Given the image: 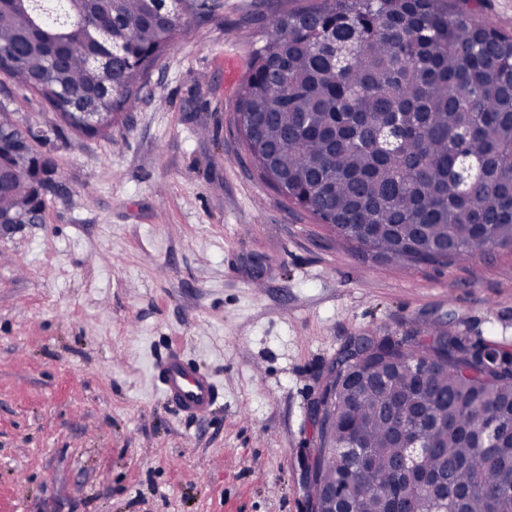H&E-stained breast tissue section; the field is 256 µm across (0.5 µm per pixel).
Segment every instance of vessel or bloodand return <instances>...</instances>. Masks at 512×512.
Returning a JSON list of instances; mask_svg holds the SVG:
<instances>
[{"label": "vessel or blood", "mask_w": 512, "mask_h": 512, "mask_svg": "<svg viewBox=\"0 0 512 512\" xmlns=\"http://www.w3.org/2000/svg\"><path fill=\"white\" fill-rule=\"evenodd\" d=\"M154 376L165 398L187 416L204 418L219 407L221 395L212 376L179 351L157 359Z\"/></svg>", "instance_id": "1"}]
</instances>
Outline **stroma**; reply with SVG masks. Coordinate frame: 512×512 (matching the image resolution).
Masks as SVG:
<instances>
[{
    "label": "stroma",
    "mask_w": 512,
    "mask_h": 512,
    "mask_svg": "<svg viewBox=\"0 0 512 512\" xmlns=\"http://www.w3.org/2000/svg\"><path fill=\"white\" fill-rule=\"evenodd\" d=\"M222 2L104 136L0 75V118L32 127L58 184L43 223L0 234V512H310V407L350 337L512 351V248L382 261L259 178L236 112L252 51L319 0ZM169 349L222 409L161 396Z\"/></svg>",
    "instance_id": "obj_1"
}]
</instances>
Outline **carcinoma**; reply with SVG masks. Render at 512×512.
Returning <instances> with one entry per match:
<instances>
[{"instance_id":"1","label":"carcinoma","mask_w":512,"mask_h":512,"mask_svg":"<svg viewBox=\"0 0 512 512\" xmlns=\"http://www.w3.org/2000/svg\"><path fill=\"white\" fill-rule=\"evenodd\" d=\"M63 0L74 25L32 27L25 0H0L4 74L72 129L104 134L162 52L215 0ZM108 56L99 68L92 57ZM237 111L261 178L374 258L450 263L512 247V38L444 0H322L286 10L251 59ZM94 112L95 126L87 123ZM36 134L0 124V216L28 221L32 172L14 145ZM424 367L419 376L417 367ZM319 484L354 485L352 512H386L376 487L410 493L393 421L423 414L421 467L462 489L461 512H512V352L452 333L376 336L336 357L318 398ZM371 455L356 471L349 445Z\"/></svg>"}]
</instances>
